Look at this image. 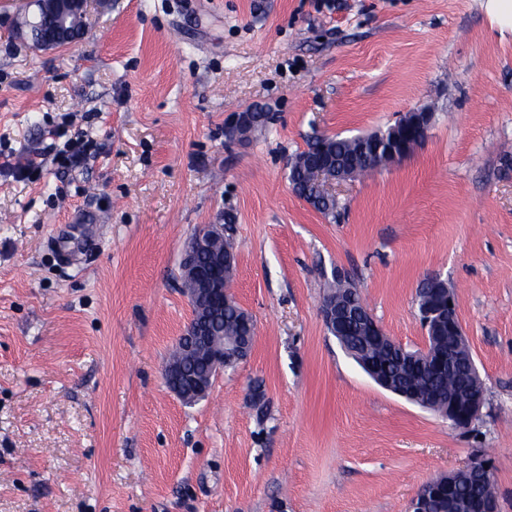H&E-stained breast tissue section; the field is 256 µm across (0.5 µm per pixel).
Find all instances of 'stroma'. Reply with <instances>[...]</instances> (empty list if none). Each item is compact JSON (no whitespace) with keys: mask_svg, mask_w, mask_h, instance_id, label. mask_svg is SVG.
I'll list each match as a JSON object with an SVG mask.
<instances>
[{"mask_svg":"<svg viewBox=\"0 0 512 512\" xmlns=\"http://www.w3.org/2000/svg\"><path fill=\"white\" fill-rule=\"evenodd\" d=\"M19 8L0 0V151L43 166L0 171V512H409L476 455L512 512V39L481 0H93L52 49ZM253 105L267 130L225 138ZM422 105L421 147L333 185L335 215L294 193L309 141ZM227 218L256 335L188 405L163 377L191 317L182 246ZM337 267L411 350L418 285L448 284L486 387L471 427L343 352L320 314ZM487 465V468H484ZM461 472H471L482 475H489L491 470L488 463L482 458H472L470 463L459 471H450L448 473L440 474L429 481L425 482L417 491L416 495L411 502V512H433L431 510V494L440 485L446 487L448 490L452 485L453 480Z\"/></svg>","mask_w":512,"mask_h":512,"instance_id":"stroma-1","label":"stroma"}]
</instances>
